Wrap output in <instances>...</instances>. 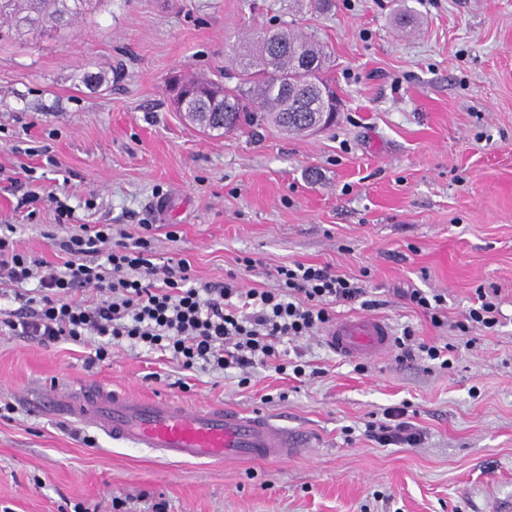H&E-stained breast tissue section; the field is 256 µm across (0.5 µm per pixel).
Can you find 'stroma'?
<instances>
[{"label":"stroma","mask_w":512,"mask_h":512,"mask_svg":"<svg viewBox=\"0 0 512 512\" xmlns=\"http://www.w3.org/2000/svg\"><path fill=\"white\" fill-rule=\"evenodd\" d=\"M290 24L327 48L339 99L329 129L203 133L171 102L182 71L216 77L240 41ZM35 192L34 211L18 208ZM71 230L108 224L186 259L194 285L277 267L362 279L365 313L449 345L450 364L396 349L345 358L324 335L289 342L309 372L185 370L122 344L0 333V512H512V0H97L64 30L0 40V224L60 263L49 196ZM177 239H170L169 230ZM255 259L252 269L241 257ZM503 318L466 339L477 288ZM442 294L433 325L404 298ZM98 384L262 412L301 433L285 462L165 460L41 408L48 390ZM399 407L421 431L383 446L368 424Z\"/></svg>","instance_id":"obj_1"}]
</instances>
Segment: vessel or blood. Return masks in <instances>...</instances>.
Masks as SVG:
<instances>
[{"mask_svg":"<svg viewBox=\"0 0 512 512\" xmlns=\"http://www.w3.org/2000/svg\"><path fill=\"white\" fill-rule=\"evenodd\" d=\"M337 353L356 357L386 352L388 324L373 317H345L325 334ZM60 415L92 425L130 448H151L164 459L223 463L230 460H285L305 447L303 436L258 414H243L212 403L190 404L165 397L136 399L97 386L46 397Z\"/></svg>","mask_w":512,"mask_h":512,"instance_id":"obj_1","label":"vessel or blood"}]
</instances>
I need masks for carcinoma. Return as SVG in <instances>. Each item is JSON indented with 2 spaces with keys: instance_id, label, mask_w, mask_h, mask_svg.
Returning a JSON list of instances; mask_svg holds the SVG:
<instances>
[{
  "instance_id": "cac0c4a2",
  "label": "carcinoma",
  "mask_w": 512,
  "mask_h": 512,
  "mask_svg": "<svg viewBox=\"0 0 512 512\" xmlns=\"http://www.w3.org/2000/svg\"><path fill=\"white\" fill-rule=\"evenodd\" d=\"M92 5L93 0H0V21L20 34L44 35L71 25ZM326 63L321 42L281 27L244 44L235 59V85L187 74L178 84L188 97L174 106L204 133L222 134L260 121L306 133L312 113L320 108L321 93L335 99L320 78Z\"/></svg>"
}]
</instances>
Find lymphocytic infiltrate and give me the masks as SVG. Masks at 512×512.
<instances>
[{
  "label": "lymphocytic infiltrate",
  "instance_id": "lymphocytic-infiltrate-1",
  "mask_svg": "<svg viewBox=\"0 0 512 512\" xmlns=\"http://www.w3.org/2000/svg\"><path fill=\"white\" fill-rule=\"evenodd\" d=\"M14 232L0 225V283L37 286L16 293L20 307L0 320V331L42 342L96 336L100 362L109 344L126 342L167 352L187 369L223 372L274 362L300 377L304 364H283L281 344L327 325L330 305L365 294L355 277L300 262L278 267L271 289L239 288L232 273L225 284L194 287L186 259L158 264L150 240H113L108 224H84L60 239L66 259L55 265L19 250ZM86 289L92 299H72V291Z\"/></svg>",
  "mask_w": 512,
  "mask_h": 512
}]
</instances>
